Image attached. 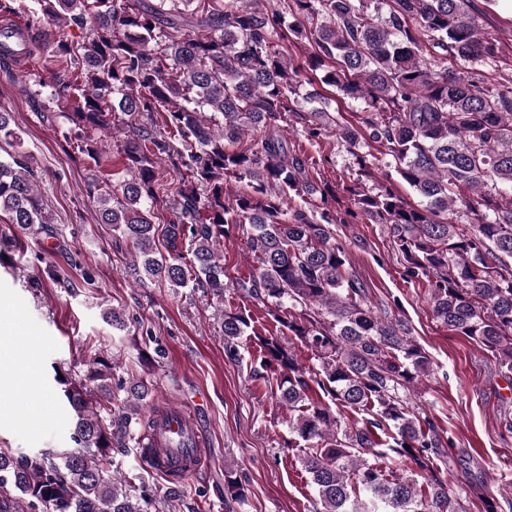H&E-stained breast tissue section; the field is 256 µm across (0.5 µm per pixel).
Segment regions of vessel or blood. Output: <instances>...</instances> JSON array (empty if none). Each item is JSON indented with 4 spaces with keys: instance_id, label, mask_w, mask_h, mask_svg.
I'll return each mask as SVG.
<instances>
[{
    "instance_id": "obj_1",
    "label": "vessel or blood",
    "mask_w": 512,
    "mask_h": 512,
    "mask_svg": "<svg viewBox=\"0 0 512 512\" xmlns=\"http://www.w3.org/2000/svg\"><path fill=\"white\" fill-rule=\"evenodd\" d=\"M204 438L203 430L181 408L157 416L151 435L156 449L152 470L164 475L177 472L185 480L199 475L208 466Z\"/></svg>"
}]
</instances>
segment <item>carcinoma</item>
<instances>
[{
    "instance_id": "obj_1",
    "label": "carcinoma",
    "mask_w": 512,
    "mask_h": 512,
    "mask_svg": "<svg viewBox=\"0 0 512 512\" xmlns=\"http://www.w3.org/2000/svg\"><path fill=\"white\" fill-rule=\"evenodd\" d=\"M0 0V13L27 12L29 39H14L23 55L64 60L55 94L75 99L65 118L77 148L99 165L91 130L139 114L122 144L129 175L117 185L89 170L85 192L96 219L134 249V274L144 284L183 288L193 283L224 300V253L230 227L250 226L248 247L258 273L237 290L268 302L274 321L312 351L318 368L300 364L278 336L255 334L260 366L276 365L278 399L288 428L304 442L300 456L318 495L316 512H467L448 490L437 462L452 438L437 433L410 406V393L430 360L403 319L383 321L365 302L364 285L346 269L328 208L284 209L292 196L317 192L304 161L272 128L302 71L364 103L360 126L339 129L348 144L378 145L386 167L419 198L399 195L392 175L371 188L349 189L352 209L390 225L410 279L432 288L433 315L448 330L485 347L512 373V79L497 84L456 69H435L451 57L460 67L499 58L498 40L482 33L472 0H391L388 16L369 0ZM61 33L49 38L44 25ZM90 31L74 42L70 25ZM310 30L316 48L296 66L274 38ZM307 134L332 127L323 107ZM247 131L252 146L230 149ZM0 142L21 147L11 113L0 112ZM179 172L174 192L159 183L157 164ZM249 180L231 195L228 183ZM173 218L159 229L155 209ZM463 210L468 223L453 221ZM24 234L52 218L42 204L28 156L0 159V213ZM189 239V262L175 253ZM253 323L242 310L224 313V353L239 360L238 339ZM112 360L90 361L85 379L65 373L56 382L73 417L75 447L14 456L0 448V512H173L174 500L148 491L116 470V432L144 431L147 420L101 406L112 400ZM367 416L344 427V411ZM412 463L407 474L382 466Z\"/></svg>"
}]
</instances>
